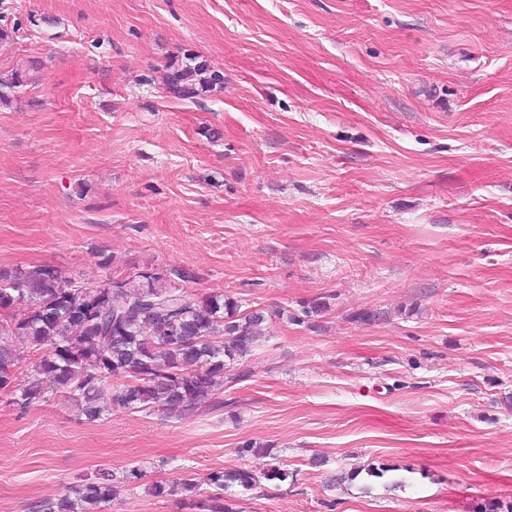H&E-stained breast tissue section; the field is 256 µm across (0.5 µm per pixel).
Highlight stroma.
<instances>
[{"instance_id":"obj_1","label":"stroma","mask_w":512,"mask_h":512,"mask_svg":"<svg viewBox=\"0 0 512 512\" xmlns=\"http://www.w3.org/2000/svg\"><path fill=\"white\" fill-rule=\"evenodd\" d=\"M0 25L1 76L41 62L0 108V270L178 267L267 315L189 415L0 395V512L135 467L105 512H199L249 446L295 479L236 512L512 502V0H0ZM188 52L221 88L166 91Z\"/></svg>"}]
</instances>
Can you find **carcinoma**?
<instances>
[{"mask_svg":"<svg viewBox=\"0 0 512 512\" xmlns=\"http://www.w3.org/2000/svg\"><path fill=\"white\" fill-rule=\"evenodd\" d=\"M167 91L194 99L222 84L207 60L187 54L164 74ZM28 85L23 71L0 78V106H8ZM172 269L146 270L133 277L108 278L95 286H77L50 266L0 271V332L35 353L27 380L15 383L20 358L0 347V394L25 409L60 395L79 406L89 421L102 419L105 405L132 413L156 411L183 416L214 395L224 380L251 355L266 314L245 311L239 301L216 293L199 297L175 286ZM224 337L223 345L214 338ZM141 477L138 469L118 476L101 470L76 490L41 505V512H103L120 485ZM294 474L275 463L259 473L216 472L208 481L219 492L203 502L204 512H233L224 492L252 489L260 479L281 485ZM157 495H196L190 479Z\"/></svg>","mask_w":512,"mask_h":512,"instance_id":"obj_1","label":"carcinoma"}]
</instances>
